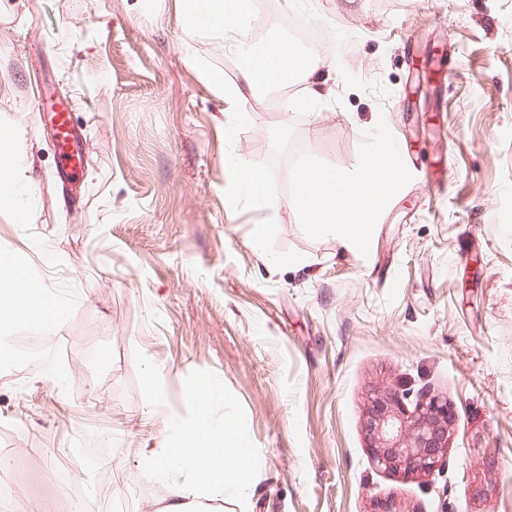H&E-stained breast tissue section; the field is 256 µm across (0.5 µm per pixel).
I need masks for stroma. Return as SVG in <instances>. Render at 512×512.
Wrapping results in <instances>:
<instances>
[{
	"mask_svg": "<svg viewBox=\"0 0 512 512\" xmlns=\"http://www.w3.org/2000/svg\"><path fill=\"white\" fill-rule=\"evenodd\" d=\"M183 7L0 0V125L33 145L0 254L67 302L37 354L0 365V512H153L167 485L147 458L200 380L261 462L238 512H512V0H279L336 64L329 96L289 108L225 104L211 74L234 85L246 63L183 29ZM44 93L78 122L72 184ZM389 138L418 167L383 184L361 246L308 233L301 167L358 175ZM236 167L264 173L271 208ZM384 388L452 407L433 473L373 462L363 420Z\"/></svg>",
	"mask_w": 512,
	"mask_h": 512,
	"instance_id": "obj_1",
	"label": "stroma"
}]
</instances>
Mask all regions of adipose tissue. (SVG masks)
I'll list each match as a JSON object with an SVG mask.
<instances>
[{"instance_id":"adipose-tissue-1","label":"adipose tissue","mask_w":512,"mask_h":512,"mask_svg":"<svg viewBox=\"0 0 512 512\" xmlns=\"http://www.w3.org/2000/svg\"><path fill=\"white\" fill-rule=\"evenodd\" d=\"M197 16L203 19V29L221 34L224 41L240 49L248 45L250 22L241 11L228 8L226 0H185L183 28H191ZM31 167L26 130L19 126L0 129V214H8L17 223L26 212V187L18 176ZM386 179L383 169L345 176L307 167L297 176L293 203L307 216L309 232L332 234L350 251L362 242L355 227L358 207L376 196ZM62 306V299L49 292L35 266L0 277L1 324L22 321L48 332L56 326ZM188 396L196 406L195 417L171 426L161 454L146 467L150 476L169 486L160 512H207V503L235 500L251 485L259 468L240 426L231 421L215 424L200 388L190 389Z\"/></svg>"}]
</instances>
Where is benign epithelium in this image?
I'll return each instance as SVG.
<instances>
[{
	"instance_id": "7a95c632",
	"label": "benign epithelium",
	"mask_w": 512,
	"mask_h": 512,
	"mask_svg": "<svg viewBox=\"0 0 512 512\" xmlns=\"http://www.w3.org/2000/svg\"><path fill=\"white\" fill-rule=\"evenodd\" d=\"M453 410L436 397L410 410L404 395L389 389L376 392L364 419L374 463L405 475L430 474L443 462Z\"/></svg>"
}]
</instances>
